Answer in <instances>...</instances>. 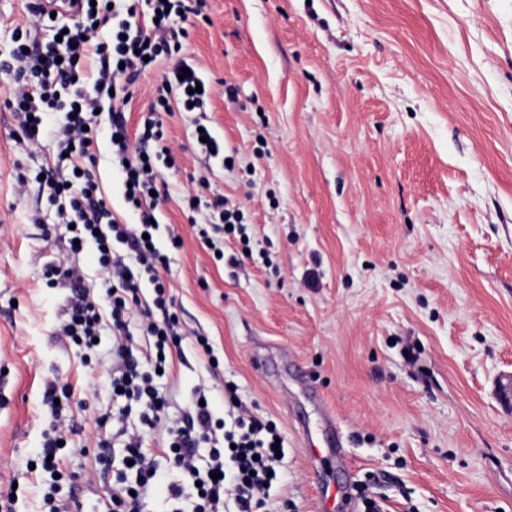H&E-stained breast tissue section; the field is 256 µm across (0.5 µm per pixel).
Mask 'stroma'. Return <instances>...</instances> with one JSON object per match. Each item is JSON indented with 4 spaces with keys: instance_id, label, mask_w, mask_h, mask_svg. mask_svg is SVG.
Listing matches in <instances>:
<instances>
[{
    "instance_id": "1",
    "label": "stroma",
    "mask_w": 512,
    "mask_h": 512,
    "mask_svg": "<svg viewBox=\"0 0 512 512\" xmlns=\"http://www.w3.org/2000/svg\"><path fill=\"white\" fill-rule=\"evenodd\" d=\"M189 52L231 164L197 148L195 113L166 117L179 170L156 244L185 338L154 379L165 424L182 425L200 388L224 418L235 384L285 439L271 512H348L366 495L386 512H512V408L497 388L512 374V0H206ZM6 95L0 81V491L19 480L18 512H42L50 478L32 463L52 384L73 391L79 428L58 502L106 512L112 477L84 452L123 446L98 425L112 330L83 353L56 335L71 291L40 278L71 236L40 185L55 144L17 139ZM200 176L241 210L250 254L228 234L217 259L189 224ZM300 371L345 463L310 451L322 436ZM323 421L326 429V439L324 440L323 449H328V453L332 457L340 459L343 457V442L336 428V419L326 410L323 413Z\"/></svg>"
}]
</instances>
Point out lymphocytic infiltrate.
<instances>
[{
  "mask_svg": "<svg viewBox=\"0 0 512 512\" xmlns=\"http://www.w3.org/2000/svg\"><path fill=\"white\" fill-rule=\"evenodd\" d=\"M74 25L64 13H51L44 0H28L27 9L52 40L32 37L18 26L11 32L8 60L0 62L11 92L5 107L16 112L22 137L41 145L44 117L62 112L66 122L54 134L58 153L43 171L46 201L62 223L72 226L71 254L81 245L96 247L104 287L103 301L81 290L80 269L69 257L58 259L43 274L47 286L77 285V300L58 334L77 348H92L103 319L112 325L115 358L108 373L113 391L108 418L124 435L126 466L112 478L111 512H141L148 491L167 483L172 498L183 488L166 482L140 434L129 432L132 403L146 401L141 417L150 430H165L168 461L193 476L197 502L193 512H265L270 486L282 460L276 455V426L252 415L234 389H227L229 426L215 421L197 390L183 426L163 428L167 399L153 384L152 369L165 368V354L179 347L183 334L174 312L175 299L161 275L170 258L157 248L153 234L159 205L169 196L165 171L176 170V156L166 136L163 117L176 112L205 111L211 85L187 51L190 17L199 15L204 0H75ZM163 73L152 101L136 130H129L127 112L137 80L155 68ZM110 123L112 166L124 186L123 198L136 217L117 219L95 174L99 114ZM190 223L202 222L215 232H234L241 224L238 208L223 195L185 197ZM153 290L144 301L143 286ZM154 340L156 358L142 363L133 350L135 332ZM211 441L206 465H199L200 441Z\"/></svg>",
  "mask_w": 512,
  "mask_h": 512,
  "instance_id": "f902f5d3",
  "label": "lymphocytic infiltrate"
}]
</instances>
